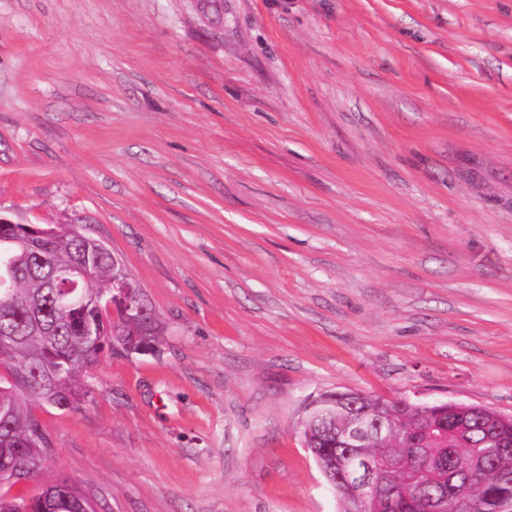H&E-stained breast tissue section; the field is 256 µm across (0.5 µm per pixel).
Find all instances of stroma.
I'll return each instance as SVG.
<instances>
[{"mask_svg": "<svg viewBox=\"0 0 512 512\" xmlns=\"http://www.w3.org/2000/svg\"><path fill=\"white\" fill-rule=\"evenodd\" d=\"M0 216L102 240L156 352L35 412L96 512H339L310 397L512 415V0H0Z\"/></svg>", "mask_w": 512, "mask_h": 512, "instance_id": "stroma-1", "label": "stroma"}]
</instances>
